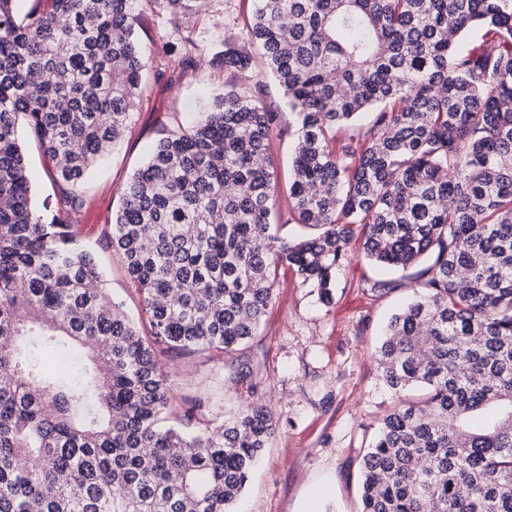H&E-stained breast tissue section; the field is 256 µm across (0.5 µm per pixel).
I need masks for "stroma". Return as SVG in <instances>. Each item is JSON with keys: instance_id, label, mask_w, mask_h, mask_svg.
Returning <instances> with one entry per match:
<instances>
[{"instance_id": "1", "label": "stroma", "mask_w": 512, "mask_h": 512, "mask_svg": "<svg viewBox=\"0 0 512 512\" xmlns=\"http://www.w3.org/2000/svg\"><path fill=\"white\" fill-rule=\"evenodd\" d=\"M144 19L138 33L152 64L182 53L163 0H134ZM254 0H204L182 18L197 48L190 68L147 75L131 120L106 163L82 187L81 236L97 253L107 286L149 334L141 298L105 232L132 171L153 149L173 115L193 120L224 92L231 72L212 64L225 44L241 46L242 29ZM365 229L352 227L348 259L336 272L330 302L295 267L285 265L257 331L247 344L223 356L201 351L174 355L156 351L168 372L175 398L199 401L204 417L229 416L260 401L277 420V432L259 456L237 512H359L360 456L380 419L397 399L382 380L375 358L380 333L401 306L416 295L409 273H396V289L373 293L385 272L362 256Z\"/></svg>"}]
</instances>
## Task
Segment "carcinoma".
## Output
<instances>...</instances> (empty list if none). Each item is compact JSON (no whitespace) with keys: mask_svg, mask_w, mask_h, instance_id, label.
Returning a JSON list of instances; mask_svg holds the SVG:
<instances>
[{"mask_svg":"<svg viewBox=\"0 0 512 512\" xmlns=\"http://www.w3.org/2000/svg\"><path fill=\"white\" fill-rule=\"evenodd\" d=\"M0 0V512H234L277 431L252 402L197 424L104 287L80 188L121 139L149 59L133 0ZM235 73L174 121L121 192L108 243L178 355L256 334L279 267L329 300L351 225L370 263L422 260L418 298L377 350L385 384L420 387L361 459L360 512H512V0H256ZM184 69L196 41L165 0ZM268 75L296 116L288 214L273 232ZM374 114L364 145L329 150ZM26 127L53 163L34 205Z\"/></svg>","mask_w":512,"mask_h":512,"instance_id":"1","label":"carcinoma"}]
</instances>
